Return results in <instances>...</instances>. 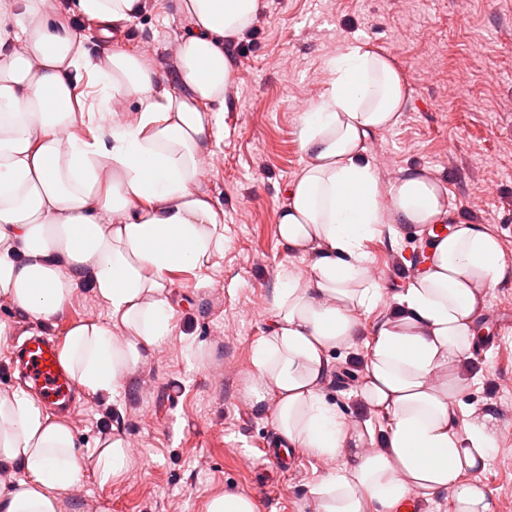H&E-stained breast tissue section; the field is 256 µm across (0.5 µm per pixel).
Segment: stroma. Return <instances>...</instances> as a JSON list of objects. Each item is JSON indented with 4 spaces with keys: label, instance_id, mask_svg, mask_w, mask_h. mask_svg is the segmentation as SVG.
Here are the masks:
<instances>
[{
    "label": "stroma",
    "instance_id": "obj_1",
    "mask_svg": "<svg viewBox=\"0 0 512 512\" xmlns=\"http://www.w3.org/2000/svg\"><path fill=\"white\" fill-rule=\"evenodd\" d=\"M173 0H149L123 44L156 59L186 35ZM348 43L388 55L409 102L395 127L375 133L368 156L382 185L425 167L442 179L459 221L495 233L512 259V0H262L250 35L232 50L234 83L224 122L204 162L202 186L224 209V251L203 270L169 272L172 334L113 395L75 393L68 423L83 458L63 512H202L215 493L253 496L258 512H313L311 487L343 460L269 452L272 412L242 396L254 344L272 320L276 274H309L311 259L288 252L277 233L287 187L306 155L300 118L326 89L329 62ZM386 298L406 288L404 258L423 253L410 231L366 243ZM488 331L473 352L474 376L456 396L458 419L491 415L498 446L478 479L494 512H512V278L486 293ZM384 303L359 317L350 350L334 351L324 385L348 422L387 424L357 395L366 344L387 314ZM81 288L46 333L64 340L74 324L107 319ZM124 437L132 469L100 484L95 448Z\"/></svg>",
    "mask_w": 512,
    "mask_h": 512
}]
</instances>
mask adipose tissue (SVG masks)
Masks as SVG:
<instances>
[{
  "label": "adipose tissue",
  "instance_id": "adipose-tissue-1",
  "mask_svg": "<svg viewBox=\"0 0 512 512\" xmlns=\"http://www.w3.org/2000/svg\"><path fill=\"white\" fill-rule=\"evenodd\" d=\"M149 0H0V299L50 319L82 285L109 317L72 326L59 357L86 395L121 388L172 332L169 272L203 269L224 249V211L201 186L202 160L233 86L230 47L260 0H175L190 24L159 68L114 46L94 56L84 23L114 38ZM95 76V98L77 90ZM320 100L301 116L307 161L289 185L278 233L311 272H286L273 321L252 350L244 398L272 411L276 447L348 465L312 488L315 512H401L449 494L448 512H493L477 473L498 440L485 414L459 421L481 335L486 291L512 270L498 236L455 222L443 181L423 168L382 189L367 139L397 125L408 104L390 59L360 45L330 62ZM135 99L134 112H114ZM93 125L90 138L76 135ZM428 231L424 263L390 300L367 344L359 398L387 418L382 434L348 426L322 394L330 353L348 349L358 316L383 298L365 244L381 231ZM122 437L99 449L101 484L129 472ZM0 512H61L82 472L69 426L19 390L0 391Z\"/></svg>",
  "mask_w": 512,
  "mask_h": 512
}]
</instances>
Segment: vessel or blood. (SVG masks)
Returning a JSON list of instances; mask_svg holds the SVG:
<instances>
[{
	"label": "vessel or blood",
	"mask_w": 512,
	"mask_h": 512,
	"mask_svg": "<svg viewBox=\"0 0 512 512\" xmlns=\"http://www.w3.org/2000/svg\"><path fill=\"white\" fill-rule=\"evenodd\" d=\"M14 359L38 388L45 404L71 406L74 383L60 363L56 342L44 336L28 337L16 350Z\"/></svg>",
	"instance_id": "b4317fda"
}]
</instances>
